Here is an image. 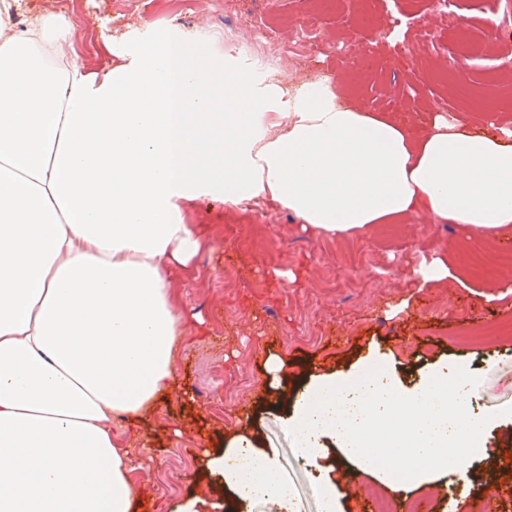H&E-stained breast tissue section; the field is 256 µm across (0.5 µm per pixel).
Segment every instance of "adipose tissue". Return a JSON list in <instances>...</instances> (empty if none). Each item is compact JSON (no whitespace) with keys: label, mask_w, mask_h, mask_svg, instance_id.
Wrapping results in <instances>:
<instances>
[{"label":"adipose tissue","mask_w":512,"mask_h":512,"mask_svg":"<svg viewBox=\"0 0 512 512\" xmlns=\"http://www.w3.org/2000/svg\"><path fill=\"white\" fill-rule=\"evenodd\" d=\"M19 9L0 0V512H131L137 466L112 421H139L173 378L176 282L208 245L188 219L200 203L270 200L330 237L420 212L478 241L512 234V127L497 117L477 131L435 112L414 133L331 78L260 83L174 28L94 74L70 19L44 11L20 26ZM266 372L314 464L335 438L346 458L380 467L364 436L398 420L412 457L462 477L470 462L449 442L487 428L467 411L461 370L408 393L362 370L293 399L278 357ZM208 471L230 512L289 505L248 435L215 450Z\"/></svg>","instance_id":"obj_1"}]
</instances>
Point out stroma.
<instances>
[{
  "label": "stroma",
  "mask_w": 512,
  "mask_h": 512,
  "mask_svg": "<svg viewBox=\"0 0 512 512\" xmlns=\"http://www.w3.org/2000/svg\"><path fill=\"white\" fill-rule=\"evenodd\" d=\"M28 0L27 12L52 8L74 23L73 47L87 70L111 68V46L164 32L172 26L205 33V45L249 70L245 53H225V39L282 49L280 82L293 85L322 74L337 75L344 93L369 108L397 110L412 127L429 113L459 112L475 129L487 114L512 121V0ZM263 18L253 32V16ZM404 30L391 44L393 27ZM470 77L472 96L453 81L457 68ZM209 244L183 274L177 313L184 335L175 378L143 420L116 418L112 430L144 466L137 473L143 497L137 512H166L173 501H197L216 512L204 492L209 443L243 432L253 436L288 481L292 512H323L326 482L336 484V512H358L376 489L397 504L417 498L449 512L455 497L477 500L455 476L434 481L405 476L390 481L342 461L329 447L321 467L303 457L288 433L284 411L268 406L265 361L275 355L299 377L345 378L358 368L384 367L402 389L441 367L465 369L476 389L472 408L491 424L474 471L495 474L494 486L512 512V469L494 450L512 445V241L474 243L451 224L424 213L405 224L372 233L329 238L304 229L277 205L241 213L215 204L193 214ZM447 257L458 275L439 287L421 288L411 271L421 260ZM297 276L290 284L282 273ZM493 313L476 320L480 306Z\"/></svg>",
  "instance_id": "obj_1"
}]
</instances>
